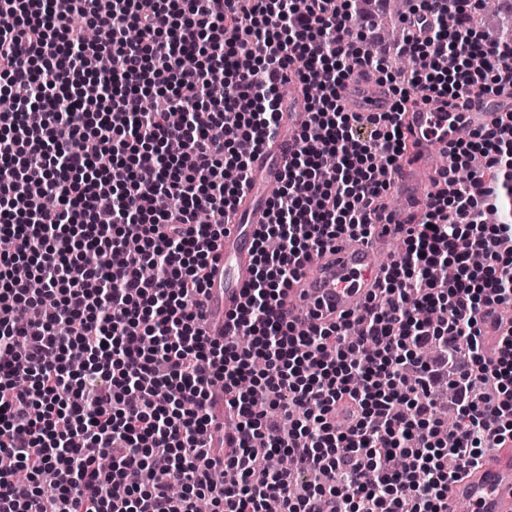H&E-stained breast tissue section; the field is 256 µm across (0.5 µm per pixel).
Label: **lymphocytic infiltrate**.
Returning a JSON list of instances; mask_svg holds the SVG:
<instances>
[{"label":"lymphocytic infiltrate","instance_id":"f902f5d3","mask_svg":"<svg viewBox=\"0 0 512 512\" xmlns=\"http://www.w3.org/2000/svg\"><path fill=\"white\" fill-rule=\"evenodd\" d=\"M478 10L417 0L406 14L401 51L425 66L403 83L422 103L512 89V31L478 34ZM370 25L358 0H0V96L13 102L0 112V237L13 242L0 253V454L14 460L0 512H198L203 499L210 512L273 499L282 512H449L487 449L512 448V328L490 360L479 326L512 302V116L449 144L445 191L361 313L298 332L280 310L311 254L386 211L374 160L396 164L410 97L369 115L342 106L346 59L383 68L363 48ZM99 55L120 66L88 78ZM294 78L320 95L267 202L234 331L213 338L196 309L224 227L198 214L234 208L250 163L235 145L274 139ZM487 208L502 221L484 223ZM217 381L232 448L208 438Z\"/></svg>","mask_w":512,"mask_h":512}]
</instances>
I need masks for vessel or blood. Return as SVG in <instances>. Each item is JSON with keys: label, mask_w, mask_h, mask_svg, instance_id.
I'll return each instance as SVG.
<instances>
[{"label": "vessel or blood", "mask_w": 512, "mask_h": 512, "mask_svg": "<svg viewBox=\"0 0 512 512\" xmlns=\"http://www.w3.org/2000/svg\"><path fill=\"white\" fill-rule=\"evenodd\" d=\"M390 106L389 98L369 88H359L354 96L358 112H384ZM510 112L512 93L506 92L494 97L470 94L448 112L420 106L406 113L405 123L412 131L410 147L388 179L403 201L401 217H390L379 225L371 240H338L317 263L305 264L286 298L287 320L304 328L358 313L378 286V254L402 240L409 225L422 221L426 203L438 191L430 178L435 149L469 139L476 130ZM293 144V138L279 137L252 158L248 184L216 243L218 259L209 268L201 322L208 335L222 337L225 320L244 303V290L253 276L254 234L268 220L266 202L258 191L264 185H278ZM455 497L466 502L470 512H512V454L493 449L479 467L457 482Z\"/></svg>", "instance_id": "1"}]
</instances>
